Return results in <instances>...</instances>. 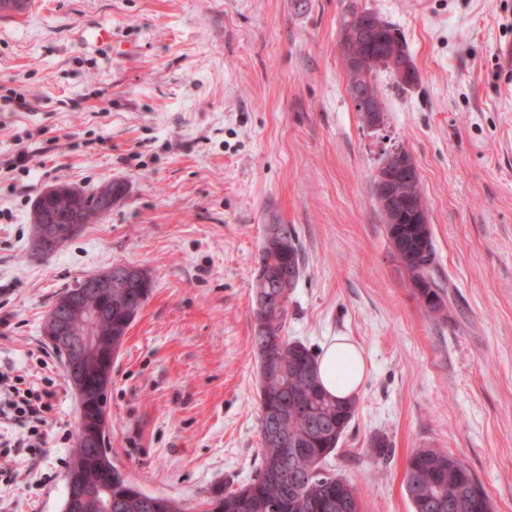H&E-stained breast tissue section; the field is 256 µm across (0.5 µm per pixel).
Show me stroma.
I'll return each instance as SVG.
<instances>
[{"label":"stroma","instance_id":"35a3bbf8","mask_svg":"<svg viewBox=\"0 0 512 512\" xmlns=\"http://www.w3.org/2000/svg\"><path fill=\"white\" fill-rule=\"evenodd\" d=\"M399 28L418 80L374 77L367 127L339 49L351 6ZM112 30V46L92 36ZM512 0H32L0 14V371L54 379L69 443L0 452V512H63L77 399L43 327L57 295L117 263L153 292L112 363L113 464L196 507L260 460L253 269L268 216L302 274L286 334L357 346V411L327 469L364 512H412L417 448L455 454L512 512ZM418 169L447 320L430 319L374 202L384 151ZM27 160L16 165L19 152ZM126 187L51 255L31 212L50 185ZM389 448L379 456L374 437Z\"/></svg>","mask_w":512,"mask_h":512}]
</instances>
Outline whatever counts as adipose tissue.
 Segmentation results:
<instances>
[{
	"mask_svg": "<svg viewBox=\"0 0 512 512\" xmlns=\"http://www.w3.org/2000/svg\"><path fill=\"white\" fill-rule=\"evenodd\" d=\"M361 351L348 343H333L318 359V371L328 394L349 398L356 394L364 375Z\"/></svg>",
	"mask_w": 512,
	"mask_h": 512,
	"instance_id": "obj_1",
	"label": "adipose tissue"
}]
</instances>
